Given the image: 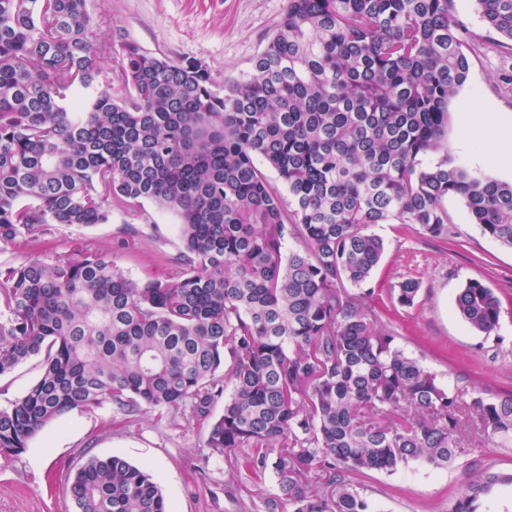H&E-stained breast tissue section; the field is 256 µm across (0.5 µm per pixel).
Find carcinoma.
Segmentation results:
<instances>
[{"label":"carcinoma","mask_w":512,"mask_h":512,"mask_svg":"<svg viewBox=\"0 0 512 512\" xmlns=\"http://www.w3.org/2000/svg\"><path fill=\"white\" fill-rule=\"evenodd\" d=\"M475 2L512 51V0ZM453 10L288 0L252 73L220 92L201 61L132 42L102 89L87 0H0V244L34 248L54 224H110L116 211L146 222V202L177 218L182 243L169 276L139 281L82 242L0 263V378L41 358L0 407V458L73 410L187 413L231 476L272 471L264 512H373L350 474L446 469L467 428L511 448V394L443 383L365 310L385 251L374 224L446 245L452 197L512 250V182L446 142L470 70ZM417 293L404 281L392 303ZM454 305L481 336L500 327L479 280ZM495 485L512 472L480 473L452 512H481ZM69 493L74 512H167L150 469L120 453L78 463Z\"/></svg>","instance_id":"cac0c4a2"}]
</instances>
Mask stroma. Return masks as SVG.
I'll return each mask as SVG.
<instances>
[{
	"instance_id": "1",
	"label": "stroma",
	"mask_w": 512,
	"mask_h": 512,
	"mask_svg": "<svg viewBox=\"0 0 512 512\" xmlns=\"http://www.w3.org/2000/svg\"><path fill=\"white\" fill-rule=\"evenodd\" d=\"M286 6L287 0H89L97 39L110 49L101 59V82L111 84L121 64L115 47L128 41L158 56L201 60L216 86H223L250 73ZM454 22L470 34V70L450 105L448 143L457 159L511 182L512 163L501 158L482 130L512 128V51L501 47L475 0H455ZM476 112L482 129L474 130L467 144H458L462 121ZM444 206L454 238L443 247L405 224L373 226L386 251L367 307L379 327L392 331L401 347L440 378L464 377L489 398L512 394V251L483 236L460 200L448 199ZM144 209L152 223L118 214L111 223L89 228L53 226L46 245L34 254L47 261L81 240L112 252L133 280L149 272L166 275L168 259L181 247L177 220L153 204ZM131 225L139 229L133 238L127 235ZM408 279L419 286L413 305H393L391 291ZM472 279L492 288L501 301L498 339L477 335L455 310V295ZM204 440V428L179 419L159 421L150 412L126 422L109 404L72 411L41 431L26 452L0 460V512H72L69 472L87 456L115 452L150 467L168 512H253L254 502L274 492L270 476L230 489L225 466L208 461ZM483 470L512 472V447L476 441L448 469L396 475L367 471L351 480L376 512H451Z\"/></svg>"
}]
</instances>
